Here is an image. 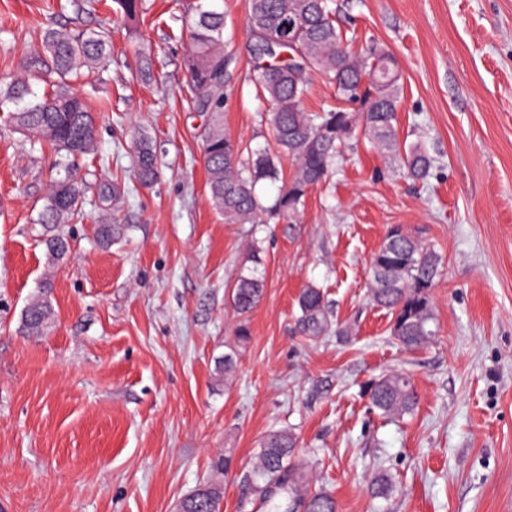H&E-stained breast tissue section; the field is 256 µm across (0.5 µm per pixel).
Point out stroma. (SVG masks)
<instances>
[{"label": "stroma", "instance_id": "35a3bbf8", "mask_svg": "<svg viewBox=\"0 0 512 512\" xmlns=\"http://www.w3.org/2000/svg\"><path fill=\"white\" fill-rule=\"evenodd\" d=\"M83 0H0V80L23 76L35 29L98 28ZM355 49L395 57L403 93L398 142L436 158L408 179L359 141L312 188L296 220L250 236L228 224L206 186L205 116L188 106L180 16L195 0H149L136 32L112 26V60L78 84L95 87L96 151L72 160L82 212L39 224L59 174L46 144L0 124V512H178L199 484L220 485L219 512H239L269 430L289 428L313 488L338 512H512V0H336ZM236 61L224 98L234 141H272L270 105L248 80L246 0H216ZM155 56L135 78L133 47ZM157 146L160 176L131 178L138 133ZM120 193H113L115 183ZM125 237L102 247L97 224ZM398 226L434 246L438 333L410 351L372 304L373 253ZM70 243L52 259L46 235ZM258 239L265 290L248 314L250 339L229 376L217 375L238 321L225 285ZM53 321L25 335L22 313L43 282ZM324 288L332 316L356 320L350 340L307 343L297 296ZM408 373L413 414L390 422L362 393L371 378ZM232 450L225 475L212 461ZM388 499L370 492L378 472Z\"/></svg>", "mask_w": 512, "mask_h": 512}]
</instances>
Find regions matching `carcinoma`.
I'll list each match as a JSON object with an SVG mask.
<instances>
[{
  "label": "carcinoma",
  "instance_id": "obj_1",
  "mask_svg": "<svg viewBox=\"0 0 512 512\" xmlns=\"http://www.w3.org/2000/svg\"><path fill=\"white\" fill-rule=\"evenodd\" d=\"M113 12L137 25L146 11L145 0H113ZM334 0H247L246 27L249 55L264 97L272 111L266 121L272 145L243 147L224 133V91L227 69L233 60L224 39V11L198 8L182 20L188 50L184 66L190 78L195 109L209 112L210 124L203 137L207 186L214 206L227 224H266L273 218L294 219L304 206L310 188L326 182L342 150L352 139H365L389 153L404 173L414 180L426 179L433 157L419 143L399 144L395 136L401 103V84L395 57L370 47L353 50L354 39L337 25ZM294 19L288 30L284 23ZM112 57V37L104 30L89 31L67 26L48 27L37 36L30 51L27 76L0 84V112L7 113L12 127L47 142L59 155L64 176L49 186L40 214L43 224H60L81 213V195L69 174L72 156L95 151L94 117L88 97L75 83L101 70ZM54 81L43 91L35 82L43 76ZM335 86L340 104L322 112H307L304 100L314 77ZM136 77L153 80L151 53H139ZM357 103L356 110L348 105ZM134 175L143 186L158 178L154 142L139 134L133 142ZM294 164L284 177L282 162ZM275 188L272 202L264 203L257 188ZM123 224H99L95 229L102 246L121 239ZM262 249L253 245L228 284L230 304L240 317L237 344L224 354V372L235 369L239 347L249 340L245 315L264 293ZM441 257L427 243L391 228L370 262L368 288L377 307L387 311L390 333L402 346L420 349L436 335L430 294L440 275ZM296 326L309 339L349 336L352 324L333 322L322 289L303 288L297 299ZM54 312L50 302L27 306L22 323L26 333L40 335ZM373 412L390 421L413 413L418 396L411 378L402 372L382 374L363 386ZM296 437L289 429L269 432L256 462L247 475L253 495L267 503L269 512H337L334 497L309 488L306 467L295 459ZM393 490L391 479L378 474L371 493L385 499ZM221 491L214 483L199 486L182 502V512H217Z\"/></svg>",
  "mask_w": 512,
  "mask_h": 512
}]
</instances>
